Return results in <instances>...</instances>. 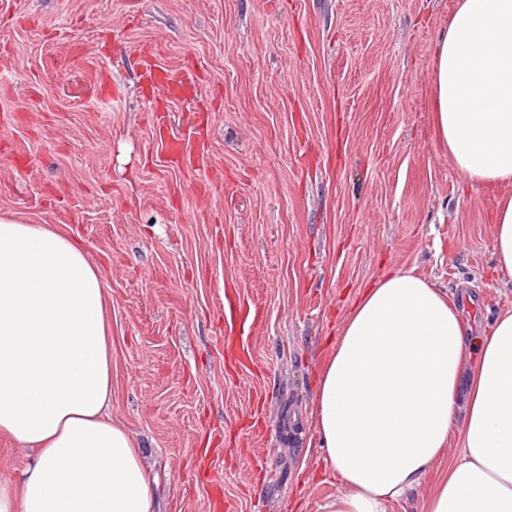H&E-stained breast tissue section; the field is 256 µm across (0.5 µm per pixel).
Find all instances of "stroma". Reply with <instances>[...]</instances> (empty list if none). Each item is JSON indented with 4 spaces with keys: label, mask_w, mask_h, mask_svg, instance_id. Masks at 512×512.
Masks as SVG:
<instances>
[{
    "label": "stroma",
    "mask_w": 512,
    "mask_h": 512,
    "mask_svg": "<svg viewBox=\"0 0 512 512\" xmlns=\"http://www.w3.org/2000/svg\"><path fill=\"white\" fill-rule=\"evenodd\" d=\"M454 0H0V216L50 224L99 267L112 418L144 448L157 512H320L340 485L311 427L353 304L414 271L468 292L474 338L512 310L494 202L432 128ZM190 71L163 132L139 56ZM116 91L87 90L88 59ZM38 93L41 109L25 102ZM205 139L208 173L164 140ZM264 319L224 353V291ZM167 162L178 168L186 167L203 173H205L210 166L208 154L204 149L199 148L194 152H183L173 145L168 149Z\"/></svg>",
    "instance_id": "stroma-1"
}]
</instances>
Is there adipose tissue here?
Instances as JSON below:
<instances>
[{
	"instance_id": "adipose-tissue-1",
	"label": "adipose tissue",
	"mask_w": 512,
	"mask_h": 512,
	"mask_svg": "<svg viewBox=\"0 0 512 512\" xmlns=\"http://www.w3.org/2000/svg\"><path fill=\"white\" fill-rule=\"evenodd\" d=\"M432 124L494 201L512 277V0H455L434 47ZM100 270L49 224L0 217V435L31 464L0 512H153L143 451L112 422ZM446 294L410 272L361 293L318 376L312 427L342 490L323 512H389L459 452L423 512H512V311L478 346Z\"/></svg>"
}]
</instances>
